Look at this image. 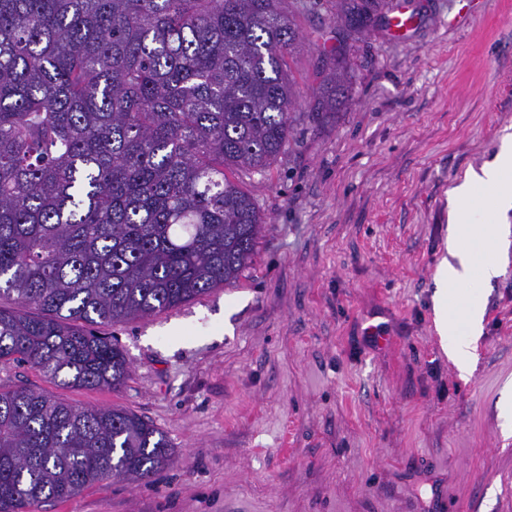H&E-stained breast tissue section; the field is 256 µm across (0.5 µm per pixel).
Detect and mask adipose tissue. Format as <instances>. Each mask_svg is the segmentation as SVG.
Here are the masks:
<instances>
[{
    "label": "adipose tissue",
    "instance_id": "obj_1",
    "mask_svg": "<svg viewBox=\"0 0 512 512\" xmlns=\"http://www.w3.org/2000/svg\"><path fill=\"white\" fill-rule=\"evenodd\" d=\"M478 192L490 195L492 210L486 224L475 223L468 205ZM448 197L450 227L437 271L435 325L443 350L465 373L483 332L482 290L505 271L498 252L504 225L512 218V134L504 133L495 155L450 188Z\"/></svg>",
    "mask_w": 512,
    "mask_h": 512
}]
</instances>
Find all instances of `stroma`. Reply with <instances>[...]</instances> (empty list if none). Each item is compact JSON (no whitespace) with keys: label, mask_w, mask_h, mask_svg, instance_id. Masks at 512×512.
Returning a JSON list of instances; mask_svg holds the SVG:
<instances>
[{"label":"stroma","mask_w":512,"mask_h":512,"mask_svg":"<svg viewBox=\"0 0 512 512\" xmlns=\"http://www.w3.org/2000/svg\"><path fill=\"white\" fill-rule=\"evenodd\" d=\"M405 37L349 41V95L315 112L332 0H290V144L239 181L267 217L238 280L97 326L130 363L117 392L0 364V384L129 409L176 450L148 484L104 480L39 512H512V244L460 376L434 323L448 190L512 128V0H404ZM382 325L387 346L368 344Z\"/></svg>","instance_id":"35a3bbf8"}]
</instances>
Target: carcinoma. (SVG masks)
Returning <instances> with one entry per match:
<instances>
[{
	"label": "carcinoma",
	"instance_id": "carcinoma-1",
	"mask_svg": "<svg viewBox=\"0 0 512 512\" xmlns=\"http://www.w3.org/2000/svg\"><path fill=\"white\" fill-rule=\"evenodd\" d=\"M387 5L336 0L343 37ZM300 45L287 0H0V363L116 391L129 363L93 326L238 279L266 218L227 172L286 150ZM347 94L325 58L315 111ZM175 455L131 410L0 386V512L148 483Z\"/></svg>",
	"mask_w": 512,
	"mask_h": 512
}]
</instances>
